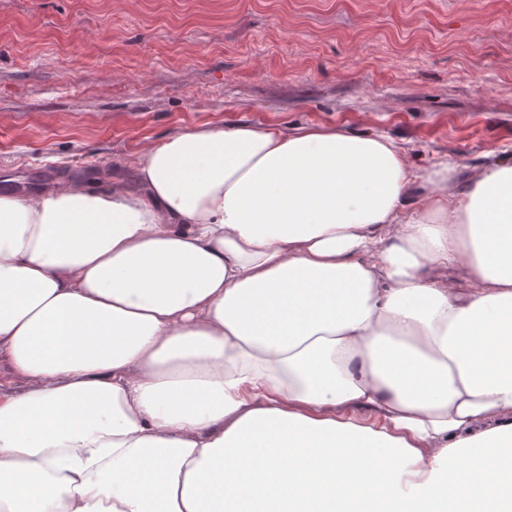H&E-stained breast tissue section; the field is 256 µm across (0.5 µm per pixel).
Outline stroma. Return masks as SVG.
Listing matches in <instances>:
<instances>
[{"label": "stroma", "instance_id": "35a3bbf8", "mask_svg": "<svg viewBox=\"0 0 512 512\" xmlns=\"http://www.w3.org/2000/svg\"><path fill=\"white\" fill-rule=\"evenodd\" d=\"M319 126L512 158V0H0V192L132 183L187 128Z\"/></svg>", "mask_w": 512, "mask_h": 512}]
</instances>
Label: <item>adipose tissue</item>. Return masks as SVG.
<instances>
[{"instance_id":"obj_1","label":"adipose tissue","mask_w":512,"mask_h":512,"mask_svg":"<svg viewBox=\"0 0 512 512\" xmlns=\"http://www.w3.org/2000/svg\"><path fill=\"white\" fill-rule=\"evenodd\" d=\"M455 176L246 125L0 194V512H243L251 472L274 512H496L512 162Z\"/></svg>"}]
</instances>
